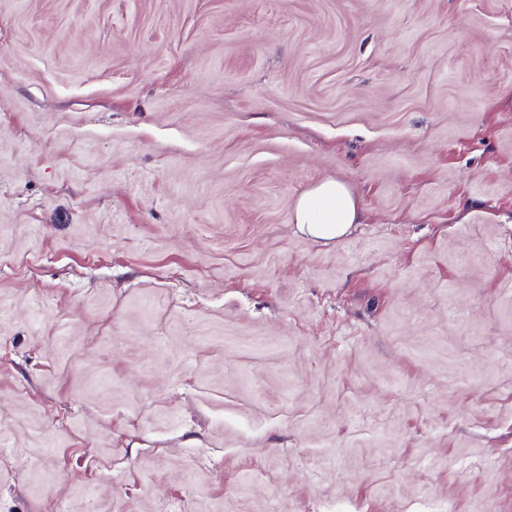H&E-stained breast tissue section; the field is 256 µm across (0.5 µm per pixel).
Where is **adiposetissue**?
<instances>
[{
    "label": "adipose tissue",
    "instance_id": "1",
    "mask_svg": "<svg viewBox=\"0 0 512 512\" xmlns=\"http://www.w3.org/2000/svg\"><path fill=\"white\" fill-rule=\"evenodd\" d=\"M358 217L350 190L339 181L327 179L299 197L293 222L309 236L330 241L345 235Z\"/></svg>",
    "mask_w": 512,
    "mask_h": 512
}]
</instances>
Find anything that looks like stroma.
Segmentation results:
<instances>
[{
	"mask_svg": "<svg viewBox=\"0 0 512 512\" xmlns=\"http://www.w3.org/2000/svg\"><path fill=\"white\" fill-rule=\"evenodd\" d=\"M0 451V512H512V0H0ZM358 209L350 190L341 182L327 179L298 199L293 222L309 236L318 240H335L358 223Z\"/></svg>",
	"mask_w": 512,
	"mask_h": 512,
	"instance_id": "stroma-1",
	"label": "stroma"
}]
</instances>
